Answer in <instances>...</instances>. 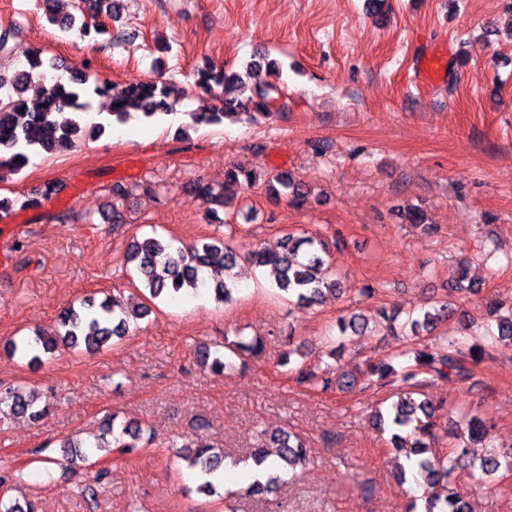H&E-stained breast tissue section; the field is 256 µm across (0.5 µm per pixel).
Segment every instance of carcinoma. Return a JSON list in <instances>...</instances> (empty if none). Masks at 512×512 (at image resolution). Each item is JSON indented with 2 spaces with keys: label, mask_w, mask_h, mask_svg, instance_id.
<instances>
[{
  "label": "carcinoma",
  "mask_w": 512,
  "mask_h": 512,
  "mask_svg": "<svg viewBox=\"0 0 512 512\" xmlns=\"http://www.w3.org/2000/svg\"><path fill=\"white\" fill-rule=\"evenodd\" d=\"M42 9L47 21L61 28H68L77 21V15L70 14L64 19L58 18L55 0H42ZM27 64L44 70L39 90V105L31 108L24 94L31 85L29 75L18 69L12 75L0 73V180L3 176L19 173L34 153H60L76 147L84 136L98 137L105 133L113 123H122L134 112L141 113L147 119H153L169 109V89L155 82L129 84L120 89L98 83L92 85L87 75H72L64 82L57 77H48L49 71L56 69L53 59L41 57L35 53L28 57ZM196 86L208 89L213 86L222 88L224 98L222 107L212 112L191 114L193 124H222L226 119H244L255 122L258 118L271 115L269 100L280 94V89L268 82L254 85L251 95H244L245 83L242 76L226 70H201ZM109 94L112 97V112L96 120L89 112L84 98L89 94ZM68 108L74 118L66 124H60L53 116L61 109ZM257 180L252 170L229 168L224 172V182L216 183L197 179L190 183L189 189L207 206L210 223L222 224L218 209L232 201L244 185ZM268 187L276 195L291 196L292 202L301 204L306 200L305 192L294 179L286 173H278L267 179ZM329 254L326 243L314 236L285 233L273 248H254L241 253L228 241L212 238L200 240L184 248L172 249V245L157 237H145L132 240L125 252V262L139 278L143 289L150 299L160 297L174 301L188 293L206 289L218 304L230 303L236 291V274L233 269L243 259L255 267H269L275 277L276 287L288 301L300 309H308L321 303L326 293L340 297L343 288L342 274L328 263ZM215 265L224 267V280L209 283L203 272ZM117 299L103 298L96 301L87 296L78 305H70L57 317L58 329L53 335H46L37 329L32 335L10 338L3 350L28 365L42 362V356L52 354L58 346L94 354L108 347L115 338H122L130 325L145 318L150 313L147 306L134 305L130 308L116 309ZM453 314L452 302L448 298L433 301L431 309L418 316L408 313L403 322H398L400 313L380 312L394 331L407 337H419L432 333L443 321ZM367 317L352 312L339 317L337 326L340 336L362 334ZM496 342L512 343V313L496 319ZM263 345L255 337L247 340L241 336L224 339V343L203 346L197 350L199 361L209 367L213 374H222L224 370L236 366L248 365V360L259 357ZM486 353L475 345H467L456 339L435 347H424L409 353L401 350L389 357V361L369 366L362 377L340 372L326 367L320 370V363L306 360L289 369L300 385L312 390L327 391L336 386L342 390H351L359 380L368 383L386 385L396 379L407 383L410 390L397 395L386 408L375 414V422L380 429L390 428V444L394 448L409 447L414 453L409 471L412 478H422L443 486L441 493L425 497L423 505L412 503L410 512H469L458 480L462 472L475 479L477 475H491L501 469L512 470V452L496 453L490 451L479 462L468 461L464 452L457 451V440L466 435L471 439H487L491 435V426L485 419L487 411L480 407L455 405L448 409V415L454 418L453 427L447 429L441 424L439 410L431 402L418 398L422 382L420 375L431 381L455 379L465 383L472 378V365ZM8 410L12 415L28 416L39 419L46 413L40 405L37 391L25 384L0 386V412ZM117 416L104 420L101 433L93 439H71L61 444V454L43 455L38 462L65 468L74 458L89 460L92 455L112 452L121 448L132 453L139 444H149L152 437L146 435L142 426H131L124 422L116 424ZM448 437V450L437 449L433 444ZM274 449L255 448L249 455L251 465L256 468L265 466L272 455L278 457L275 471L267 473L263 480H256L247 488V493L260 496L274 494L284 482L283 475L293 473L305 465L310 449L306 441L291 432H282L270 438ZM176 457L198 469L202 481L198 483L199 492L212 495L218 492V484L208 479L221 470L229 456L224 449L216 448L204 435L187 439L179 446ZM231 460V459H229ZM232 465L239 464L236 459Z\"/></svg>",
  "instance_id": "carcinoma-1"
}]
</instances>
